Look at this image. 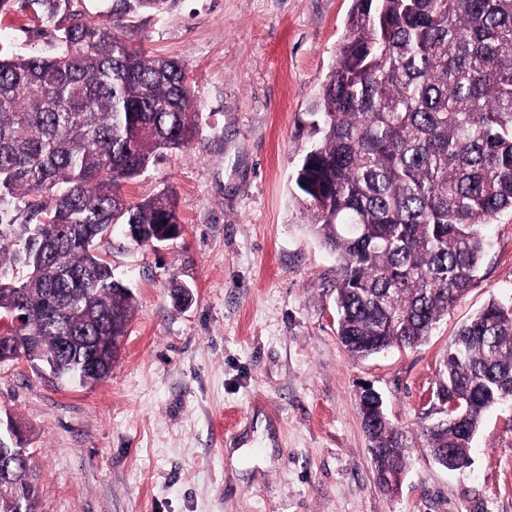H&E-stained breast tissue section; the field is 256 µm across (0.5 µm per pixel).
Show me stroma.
<instances>
[{
  "instance_id": "35a3bbf8",
  "label": "stroma",
  "mask_w": 512,
  "mask_h": 512,
  "mask_svg": "<svg viewBox=\"0 0 512 512\" xmlns=\"http://www.w3.org/2000/svg\"><path fill=\"white\" fill-rule=\"evenodd\" d=\"M351 6L181 0L136 19L133 38L185 65L197 134L122 194L174 192L183 228L158 249L104 244L135 295L106 379L0 364V426L33 457L37 512H512V403L486 413L466 469L435 463L422 434L449 341L489 300L512 299V214L494 219L476 285L424 345L354 359L337 336L339 266L307 229L292 175ZM29 26L19 5L0 10L16 51H48ZM367 384L408 438L393 495L374 483Z\"/></svg>"
}]
</instances>
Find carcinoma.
<instances>
[{
    "mask_svg": "<svg viewBox=\"0 0 512 512\" xmlns=\"http://www.w3.org/2000/svg\"><path fill=\"white\" fill-rule=\"evenodd\" d=\"M51 50L0 37V318L16 353H51L89 383L112 368L134 294L97 243L117 226L140 245L181 223L175 194L131 205L121 188L195 138L183 63L126 40L142 15L180 0H19ZM55 23L52 31L45 25ZM336 66L293 181L310 231L336 257L337 335L349 355L418 347L474 285L484 227L512 212V0H353ZM511 303L490 300L443 356L439 391L462 407L426 451L471 454L484 413L512 394ZM373 467L403 466L407 437L382 421ZM0 489V512H36L30 453Z\"/></svg>",
    "mask_w": 512,
    "mask_h": 512,
    "instance_id": "1",
    "label": "carcinoma"
}]
</instances>
